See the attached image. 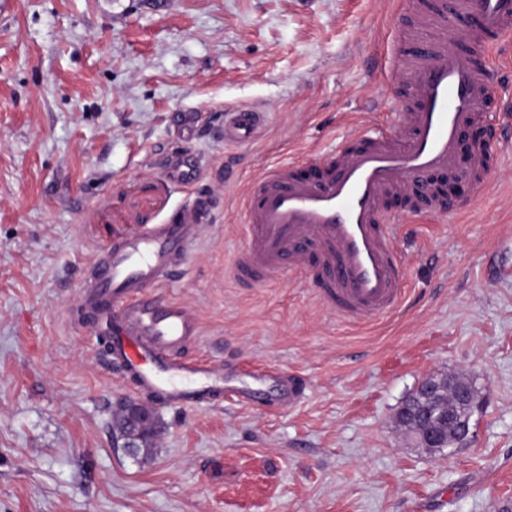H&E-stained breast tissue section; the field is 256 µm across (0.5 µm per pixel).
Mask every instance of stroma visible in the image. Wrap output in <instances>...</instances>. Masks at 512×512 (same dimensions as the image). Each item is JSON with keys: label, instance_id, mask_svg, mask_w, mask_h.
Segmentation results:
<instances>
[{"label": "stroma", "instance_id": "obj_1", "mask_svg": "<svg viewBox=\"0 0 512 512\" xmlns=\"http://www.w3.org/2000/svg\"><path fill=\"white\" fill-rule=\"evenodd\" d=\"M392 0H0V512H507L512 507V154L469 211L398 225L406 297L353 323L290 277L243 288L250 183L315 168L398 119ZM257 105L246 146L225 110ZM196 114L192 136L182 113ZM201 177L173 182L167 163ZM221 202L159 294L200 325L183 351L303 380L280 405H156L148 453L112 434L142 395L85 324L99 250L199 194ZM485 398L462 448L430 454L395 422L426 377Z\"/></svg>", "mask_w": 512, "mask_h": 512}]
</instances>
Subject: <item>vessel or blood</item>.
<instances>
[{
    "label": "vessel or blood",
    "instance_id": "vessel-or-blood-1",
    "mask_svg": "<svg viewBox=\"0 0 512 512\" xmlns=\"http://www.w3.org/2000/svg\"><path fill=\"white\" fill-rule=\"evenodd\" d=\"M397 8L424 15L422 28L389 61L405 83L397 123L356 134L355 145L329 157L318 177L289 165L252 183L247 245L234 265L241 286L257 288L293 272L311 280L326 309L350 321L395 310L405 277L395 222H411L425 210L445 218L458 214L459 206L435 198L432 177L464 175L483 187L489 157L512 150V135H499L469 157L460 153L462 133L485 115L512 126V113L499 107L504 88L490 60L493 49L512 44V0H436L426 13L419 0H398ZM264 122V113L248 106L225 112V143L249 144ZM391 191L409 196L397 220L383 208ZM214 204L211 196H196L172 222L107 245L90 266L87 322L111 336L122 377L152 400L194 407L234 383L246 406L257 409L264 386L273 382L281 401H291L302 388L295 378L227 374L182 357L181 349L199 334L198 320L154 293L193 251Z\"/></svg>",
    "mask_w": 512,
    "mask_h": 512
}]
</instances>
